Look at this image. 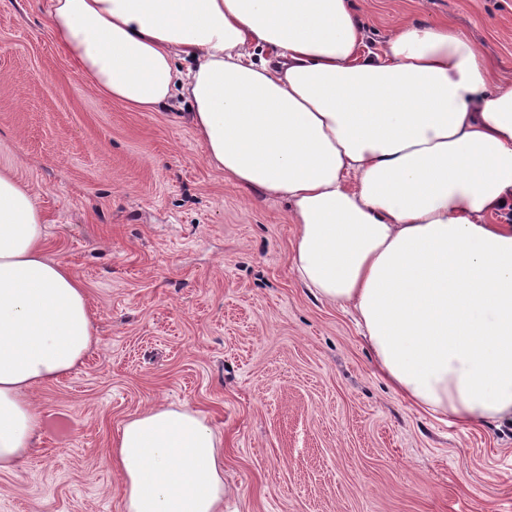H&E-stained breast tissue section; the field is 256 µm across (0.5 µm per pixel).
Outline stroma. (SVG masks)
Listing matches in <instances>:
<instances>
[{
  "mask_svg": "<svg viewBox=\"0 0 512 512\" xmlns=\"http://www.w3.org/2000/svg\"><path fill=\"white\" fill-rule=\"evenodd\" d=\"M370 43L451 22L512 83V0H351ZM37 194L98 341L35 389L0 512H122L117 426L156 404L223 442L224 512H512V426H449L387 387L352 316L291 272L288 200L225 180L178 108L94 92L44 0H0V168Z\"/></svg>",
  "mask_w": 512,
  "mask_h": 512,
  "instance_id": "obj_1",
  "label": "stroma"
}]
</instances>
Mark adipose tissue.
<instances>
[{
  "label": "adipose tissue",
  "instance_id": "adipose-tissue-1",
  "mask_svg": "<svg viewBox=\"0 0 512 512\" xmlns=\"http://www.w3.org/2000/svg\"><path fill=\"white\" fill-rule=\"evenodd\" d=\"M90 86L152 112L182 99L210 164L294 204L290 266L353 313L417 412L512 424V84L452 24L368 47L350 0H46ZM35 192L0 169V469L41 424L32 391L97 341L84 285L46 250ZM122 512H224L222 440L154 406L112 437Z\"/></svg>",
  "mask_w": 512,
  "mask_h": 512
}]
</instances>
